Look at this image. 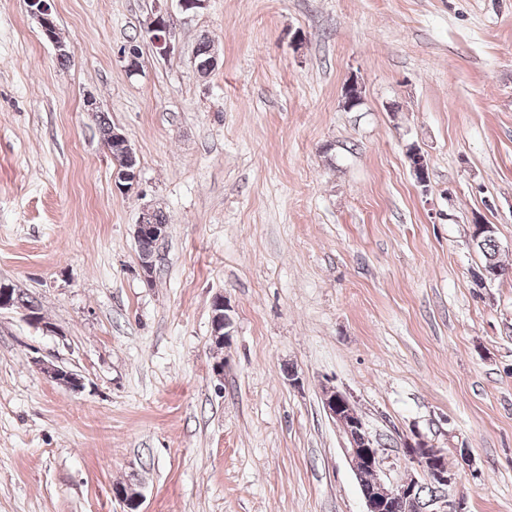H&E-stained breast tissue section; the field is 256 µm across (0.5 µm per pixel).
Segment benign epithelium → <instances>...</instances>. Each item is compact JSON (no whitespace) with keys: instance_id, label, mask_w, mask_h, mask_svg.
<instances>
[{"instance_id":"7a95c632","label":"benign epithelium","mask_w":512,"mask_h":512,"mask_svg":"<svg viewBox=\"0 0 512 512\" xmlns=\"http://www.w3.org/2000/svg\"><path fill=\"white\" fill-rule=\"evenodd\" d=\"M28 11L37 22L42 35L54 44L57 56L71 55V48L57 39L55 35L54 0H27ZM146 32L160 54L166 56L172 51L171 23L167 11L155 6L149 16ZM363 87L352 78L343 87V105L349 109L352 104L363 101ZM112 141L123 148L119 159L114 161L113 179L116 188L126 194L138 189L139 168L136 167V153L128 136L120 130L112 129ZM410 169L417 182L428 180V166L425 155L416 149L407 154ZM167 235V226L153 222V209L142 208L138 222L134 225V239L139 242L150 237L159 242ZM141 278L147 287H152L155 277V258L139 254ZM13 285L0 281V311L19 309L24 313L28 324L45 333L56 332V327L44 321H37L30 311L12 297ZM231 306L226 297L218 295L212 305V344L228 346L232 330L228 312ZM40 372L49 380L74 392L84 389V379L76 372L39 360L36 362ZM322 404L336 424L341 427L345 438L343 452L353 472L360 474L366 469L372 473V487L363 496L365 512H392L399 505L402 512H418L416 490L426 484L438 488L439 494L429 502L428 512H467L464 495L456 492L459 483V468L448 465V454L437 447L425 436L415 433L403 443V461L407 465L405 479L394 482L388 479L384 469V452L379 441L371 435L366 422L357 412L352 396L335 387H326L322 391ZM114 495L128 509L137 512L139 494L126 488H114Z\"/></svg>"}]
</instances>
